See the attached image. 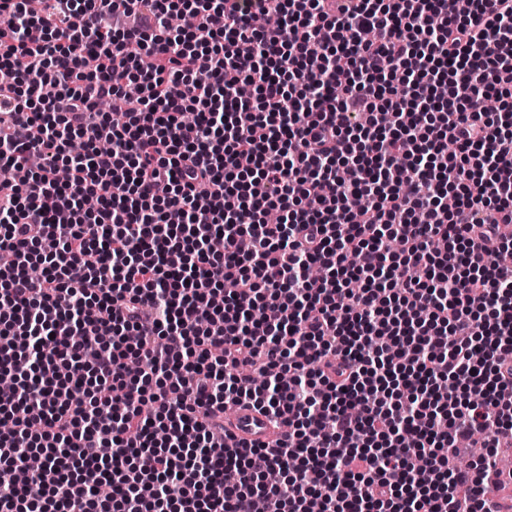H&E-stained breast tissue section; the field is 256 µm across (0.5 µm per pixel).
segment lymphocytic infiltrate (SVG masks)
<instances>
[{
  "label": "lymphocytic infiltrate",
  "mask_w": 512,
  "mask_h": 512,
  "mask_svg": "<svg viewBox=\"0 0 512 512\" xmlns=\"http://www.w3.org/2000/svg\"><path fill=\"white\" fill-rule=\"evenodd\" d=\"M0 69V468L35 448L58 477L1 484L0 512H485L512 440V0H0ZM90 130L107 147L74 150ZM242 403L287 442L225 438Z\"/></svg>",
  "instance_id": "1"
}]
</instances>
